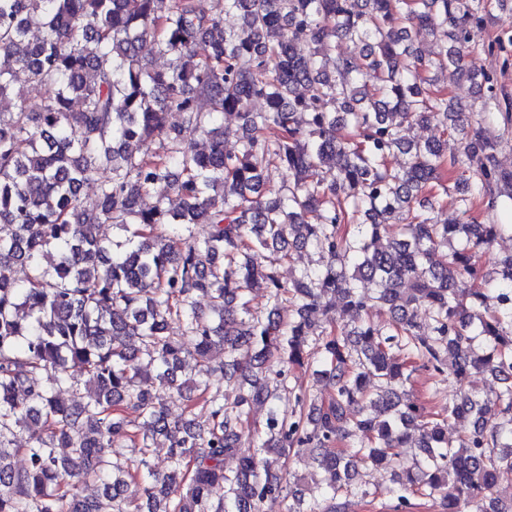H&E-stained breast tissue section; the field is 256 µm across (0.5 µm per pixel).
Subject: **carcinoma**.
I'll return each instance as SVG.
<instances>
[{"mask_svg":"<svg viewBox=\"0 0 512 512\" xmlns=\"http://www.w3.org/2000/svg\"><path fill=\"white\" fill-rule=\"evenodd\" d=\"M226 15L240 24L225 27ZM486 18L483 0H223L218 13L200 0H0V99L13 100L0 111V512H261L285 493L296 502L288 512H341L356 465L398 464L413 438L421 456L390 489L394 512H408L412 496L443 512H512L498 483L512 471V254L492 274L480 265L512 224L432 215L450 174L463 215L477 198L500 209L498 185H512L486 132L512 117L473 111L435 77L452 67L496 95L467 60L470 29ZM418 32L432 36L434 56L417 50ZM338 41L364 50L338 52ZM156 56L168 67L154 68ZM20 73L47 89L35 112ZM227 114L240 120L232 149ZM431 123L459 137L460 154L406 136ZM271 167L288 174L276 190ZM88 182L91 204L80 194ZM160 183L172 195L139 208ZM101 224L134 229L109 244ZM194 224L207 236L194 239ZM292 244L313 248L319 264L285 285L274 263ZM261 288L264 316L251 308ZM338 301L349 329L333 314ZM371 302L393 312L388 328L365 318ZM217 347L215 386L178 375ZM305 362L330 396L304 390L284 417L274 400L288 388L285 365ZM145 365L153 391L141 385ZM420 367L461 384L483 372L499 387L463 390L428 420L404 390ZM192 387L189 402L209 412L199 431L163 406ZM256 405L267 407L264 438L239 457ZM492 409L501 421L489 428ZM461 419L470 430L448 437ZM159 437L163 474L150 464ZM126 440L133 456L113 454ZM300 452L316 468L308 493L287 489L274 465ZM88 481L103 493L81 495ZM131 482L144 501L125 497Z\"/></svg>","mask_w":512,"mask_h":512,"instance_id":"cac0c4a2","label":"carcinoma"}]
</instances>
